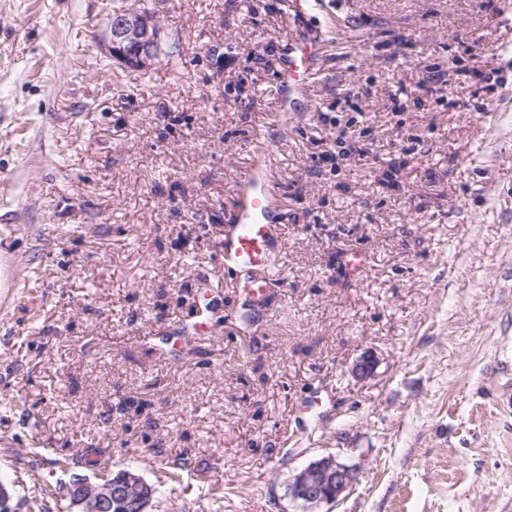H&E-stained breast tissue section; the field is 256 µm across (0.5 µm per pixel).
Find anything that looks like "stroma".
<instances>
[{"instance_id":"obj_1","label":"stroma","mask_w":512,"mask_h":512,"mask_svg":"<svg viewBox=\"0 0 512 512\" xmlns=\"http://www.w3.org/2000/svg\"><path fill=\"white\" fill-rule=\"evenodd\" d=\"M296 2L0 0L14 512H67L72 478H99L84 455L158 487L152 512H299L288 481L328 454L359 474L330 512H512V0ZM133 4L161 25L143 70L97 47ZM308 37L271 183L284 279L246 326L220 243ZM436 64L441 102L418 88ZM322 112L370 154L316 164ZM202 311L210 336L170 349ZM318 47L314 44H304L296 51L288 47L286 42L281 60V95L282 112H294L299 96L302 94L303 66L314 63Z\"/></svg>"}]
</instances>
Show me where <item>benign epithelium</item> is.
I'll use <instances>...</instances> for the list:
<instances>
[{
    "label": "benign epithelium",
    "mask_w": 512,
    "mask_h": 512,
    "mask_svg": "<svg viewBox=\"0 0 512 512\" xmlns=\"http://www.w3.org/2000/svg\"><path fill=\"white\" fill-rule=\"evenodd\" d=\"M159 38L156 21L150 14L126 11L109 16L104 46L107 54H114L133 67L146 68L157 59ZM376 365L374 356L365 353L356 360L352 372L360 379H367L375 373ZM357 479L358 472L339 458L324 456L292 475L288 482V497L294 503L307 504L309 512H322V507L339 501ZM134 484L141 489L133 503L134 512H148L155 498L154 489L133 469L103 476L96 482L73 478L67 487L68 512H112Z\"/></svg>",
    "instance_id": "benign-epithelium-1"
}]
</instances>
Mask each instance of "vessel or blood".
<instances>
[{
    "mask_svg": "<svg viewBox=\"0 0 512 512\" xmlns=\"http://www.w3.org/2000/svg\"><path fill=\"white\" fill-rule=\"evenodd\" d=\"M317 52L318 48L313 44L302 45L296 50L285 48L280 81L283 111H294L303 90V69L314 63ZM263 148L262 160L255 171L249 172L239 189L238 205L222 241L225 270H246L253 274L245 283L247 305L251 308L263 301L268 283L282 278L277 260L282 246L279 212L267 192L277 143L264 141Z\"/></svg>",
    "mask_w": 512,
    "mask_h": 512,
    "instance_id": "b4317fda",
    "label": "vessel or blood"
}]
</instances>
